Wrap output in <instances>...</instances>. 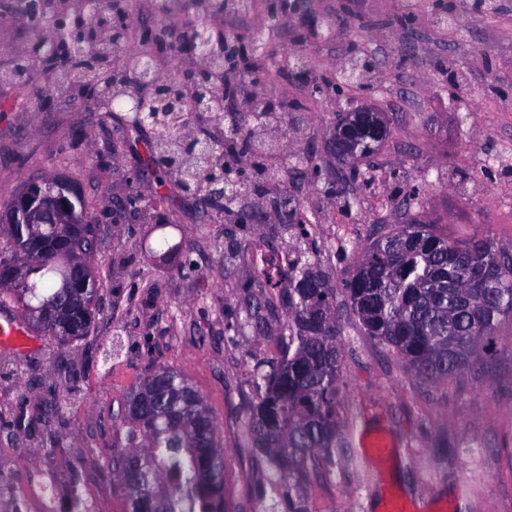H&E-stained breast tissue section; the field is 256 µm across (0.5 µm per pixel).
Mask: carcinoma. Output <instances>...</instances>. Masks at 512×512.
Returning a JSON list of instances; mask_svg holds the SVG:
<instances>
[{
	"instance_id": "1",
	"label": "carcinoma",
	"mask_w": 512,
	"mask_h": 512,
	"mask_svg": "<svg viewBox=\"0 0 512 512\" xmlns=\"http://www.w3.org/2000/svg\"><path fill=\"white\" fill-rule=\"evenodd\" d=\"M58 22L74 45L85 44L95 27L125 37L114 12L101 15L93 26L72 13ZM209 53L212 68L193 79L191 95L183 96L177 81L154 91L162 137L147 153L155 163L150 177L158 188L171 180L181 186L196 183L210 168L202 162L192 169L175 165L182 151L183 115L195 102L214 98V77L224 70V46L214 43ZM113 56L111 44L74 51L59 76L81 75L111 88L125 80V69L113 67ZM63 232L79 252L36 251L21 286L5 288L0 296L25 310H52L73 301L87 334L96 319L97 280L86 273V291L79 292L74 262L90 259L95 241L81 237L80 227H62L51 217L40 225L47 239ZM26 243L23 225L0 226V261L14 259ZM500 257L487 238L450 240L428 224H397L363 248L346 292L366 335L419 378L445 382L474 366L484 340L501 319L512 317V264ZM288 280V341L255 382L246 431L273 473L276 489L288 490L289 512H310L305 482L315 472L336 468L341 459V354L330 289L306 265L293 268ZM450 280L456 287H448ZM117 434L123 446L112 454V471L124 489L127 512H230L219 427L181 372L160 368L127 394Z\"/></svg>"
}]
</instances>
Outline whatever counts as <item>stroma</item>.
I'll return each instance as SVG.
<instances>
[{"instance_id": "35a3bbf8", "label": "stroma", "mask_w": 512, "mask_h": 512, "mask_svg": "<svg viewBox=\"0 0 512 512\" xmlns=\"http://www.w3.org/2000/svg\"><path fill=\"white\" fill-rule=\"evenodd\" d=\"M133 25L127 49L145 48L144 29L166 26L151 50L167 80L182 69L170 48L182 25L198 21L195 0L172 12L155 0H125ZM303 0L302 28L266 20L267 0L229 5L224 28L261 32L262 91L282 128L264 164L237 163L244 188L230 209H202L181 195L157 200L133 172L161 132L137 133L113 119L77 84H61L33 62L12 75L26 32L16 0H0V206L26 180L65 178L97 227L91 262L98 313L84 339L59 344L30 330L31 349H0V512L26 496L32 465L56 480L61 512L74 493L126 512L112 474L116 414L151 370L180 371L215 417L227 462L226 491L235 512H286L244 434L258 368L278 357L287 335L288 285L269 284L254 248L289 262H310L333 292L342 353L339 411L356 466L310 478L311 512H512V319L496 326L481 360L448 381L412 375L393 352L361 330L345 284L360 247L393 225L417 222L461 239L489 238L512 256V0L495 11H470V0ZM457 12L439 28L435 14ZM370 58L373 74L358 98L384 111L391 134L357 172L338 162L330 131L344 100L311 99L307 79L288 59L302 55L310 78L334 77L351 54ZM297 217L288 220L280 199ZM177 258L162 260L165 240ZM120 338L118 356L103 353ZM24 421H16L18 411Z\"/></svg>"}]
</instances>
